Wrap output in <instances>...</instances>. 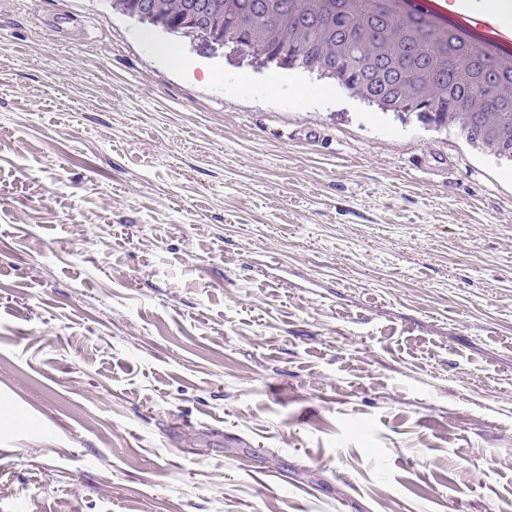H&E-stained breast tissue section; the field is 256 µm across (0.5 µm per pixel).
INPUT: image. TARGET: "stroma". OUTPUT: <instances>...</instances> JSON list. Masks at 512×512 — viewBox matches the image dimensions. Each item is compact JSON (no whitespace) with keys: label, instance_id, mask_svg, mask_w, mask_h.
Wrapping results in <instances>:
<instances>
[{"label":"stroma","instance_id":"obj_1","mask_svg":"<svg viewBox=\"0 0 512 512\" xmlns=\"http://www.w3.org/2000/svg\"><path fill=\"white\" fill-rule=\"evenodd\" d=\"M0 512H512V168L0 0Z\"/></svg>","mask_w":512,"mask_h":512}]
</instances>
